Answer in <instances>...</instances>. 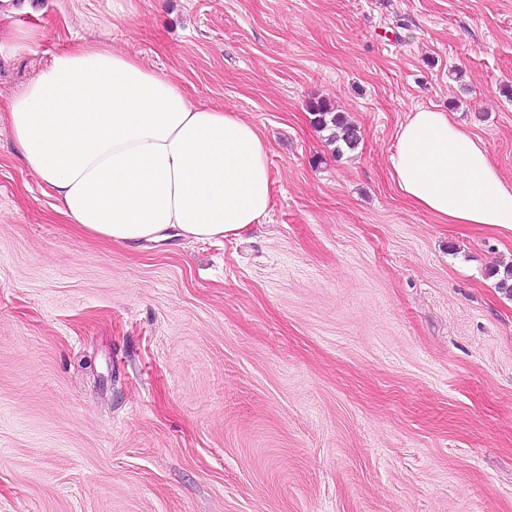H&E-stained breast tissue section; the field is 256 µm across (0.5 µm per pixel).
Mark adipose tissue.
Masks as SVG:
<instances>
[{
    "instance_id": "adipose-tissue-1",
    "label": "adipose tissue",
    "mask_w": 512,
    "mask_h": 512,
    "mask_svg": "<svg viewBox=\"0 0 512 512\" xmlns=\"http://www.w3.org/2000/svg\"><path fill=\"white\" fill-rule=\"evenodd\" d=\"M0 121L59 213L110 243H220L270 213L268 148L256 129L192 103L171 77L109 46L79 43L54 56L0 107ZM389 170L400 193L439 223L512 232V181L447 113L411 112Z\"/></svg>"
}]
</instances>
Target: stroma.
Returning a JSON list of instances; mask_svg holds the SVG:
<instances>
[{"instance_id":"1","label":"stroma","mask_w":512,"mask_h":512,"mask_svg":"<svg viewBox=\"0 0 512 512\" xmlns=\"http://www.w3.org/2000/svg\"><path fill=\"white\" fill-rule=\"evenodd\" d=\"M8 2L1 98L78 42L126 49L252 124L274 185L242 238L130 249L0 125V512H512V232L389 176L426 106L512 180V0ZM310 112L317 129L330 131L327 140L330 145H338L334 149L335 153L340 154L343 149L351 151L358 146L361 140L359 128L348 122L340 112H335L326 100L312 102Z\"/></svg>"}]
</instances>
